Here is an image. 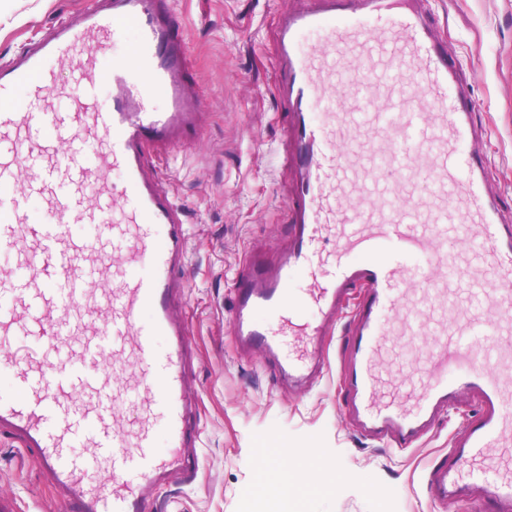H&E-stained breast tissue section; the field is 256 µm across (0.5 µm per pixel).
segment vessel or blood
<instances>
[{
    "mask_svg": "<svg viewBox=\"0 0 512 512\" xmlns=\"http://www.w3.org/2000/svg\"><path fill=\"white\" fill-rule=\"evenodd\" d=\"M414 2L281 12L276 95L294 231L276 265L237 270L229 320L241 350L293 383L328 374L325 338L340 331L341 406L390 448L415 447L470 393L476 407L426 470V495L512 512V478L483 463L512 437V225L472 148L477 102ZM129 29L110 66L72 62L76 47ZM65 61L70 98L58 90ZM189 69L171 0H105L0 65V255L13 259L0 334L33 337L41 354L0 362V431L36 453L63 512H146L149 488L199 469L172 313L187 219L149 161L199 133ZM394 331L407 362L425 350L432 367L400 376L403 396L385 401L377 385ZM294 336L306 345L292 354ZM128 350L136 363L124 375ZM120 401L147 413L134 434L114 423Z\"/></svg>",
    "mask_w": 512,
    "mask_h": 512,
    "instance_id": "obj_1",
    "label": "vessel or blood"
}]
</instances>
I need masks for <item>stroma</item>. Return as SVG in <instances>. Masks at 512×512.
I'll return each instance as SVG.
<instances>
[{"instance_id":"obj_1","label":"stroma","mask_w":512,"mask_h":512,"mask_svg":"<svg viewBox=\"0 0 512 512\" xmlns=\"http://www.w3.org/2000/svg\"><path fill=\"white\" fill-rule=\"evenodd\" d=\"M100 0H0V61ZM296 0H173L184 24L201 131L154 163L187 213L188 247L176 313L185 326L200 466L189 482L154 491L151 512H431L421 485L428 459L447 447L460 413L423 446L399 454L361 440L342 411L341 344L319 387L300 393L264 358L235 348L227 318L240 264L274 262L288 244L283 197L284 111L273 50L282 8ZM477 102V146L486 184L512 225V0H418ZM15 512H61L50 474L10 436H0V501Z\"/></svg>"}]
</instances>
